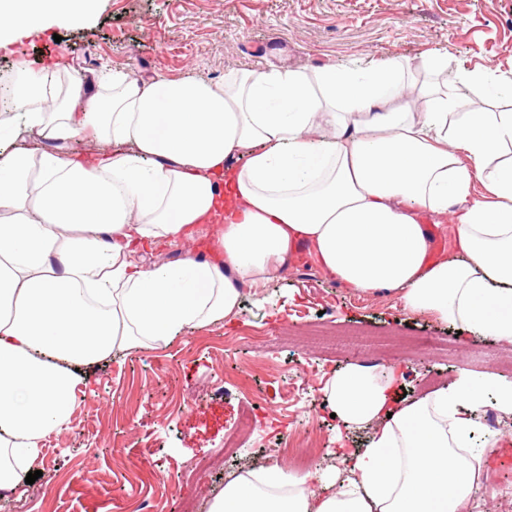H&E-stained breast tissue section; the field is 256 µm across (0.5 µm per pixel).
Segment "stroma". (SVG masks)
I'll use <instances>...</instances> for the list:
<instances>
[{
	"instance_id": "stroma-1",
	"label": "stroma",
	"mask_w": 512,
	"mask_h": 512,
	"mask_svg": "<svg viewBox=\"0 0 512 512\" xmlns=\"http://www.w3.org/2000/svg\"><path fill=\"white\" fill-rule=\"evenodd\" d=\"M434 55L447 56L452 70L489 64L511 78L512 0H99L83 21L50 23L0 45V75L68 64L88 78L122 70L220 82L244 66L314 69ZM217 230L198 225L136 260L177 262L187 250L203 252ZM395 333L447 340L451 354L425 349L393 358L381 339ZM492 352L512 355V346L407 313L392 295L366 296L326 279L303 250L275 281L245 287L232 322L188 328L167 344L84 368L88 386L72 420L41 444V477L0 497V512H181L188 498L195 512H207L213 492L269 449H281L283 463L314 470L365 447L367 430L333 417L322 392L347 365L396 369L398 406L423 397L427 376L442 386L462 371L483 376ZM297 379L309 385L305 399L289 408L273 399L275 387ZM247 401L263 417L250 453L179 483V467H198L223 450ZM308 437L318 451L306 460L294 449ZM507 488L512 470L483 468L467 512H512Z\"/></svg>"
}]
</instances>
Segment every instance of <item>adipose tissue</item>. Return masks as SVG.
Wrapping results in <instances>:
<instances>
[{
	"label": "adipose tissue",
	"instance_id": "1",
	"mask_svg": "<svg viewBox=\"0 0 512 512\" xmlns=\"http://www.w3.org/2000/svg\"><path fill=\"white\" fill-rule=\"evenodd\" d=\"M96 6L0 0V44ZM475 88L504 90L496 68L406 57L243 67L220 84L21 69L0 120V489L67 423L75 367L233 320L240 286L303 248L328 279L512 344V110L475 108ZM87 138L109 151L62 152ZM213 222L206 258L133 260ZM445 228L452 259L433 249ZM394 380L352 365L325 386L370 430L350 464L243 471L208 512H463L495 445L474 415L490 392L512 415V383L463 371L394 410Z\"/></svg>",
	"mask_w": 512,
	"mask_h": 512
}]
</instances>
